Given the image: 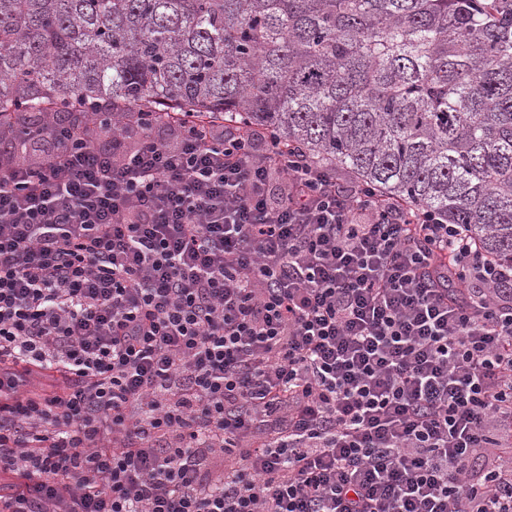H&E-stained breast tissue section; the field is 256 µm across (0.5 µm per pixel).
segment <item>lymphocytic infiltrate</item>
<instances>
[{
	"label": "lymphocytic infiltrate",
	"mask_w": 512,
	"mask_h": 512,
	"mask_svg": "<svg viewBox=\"0 0 512 512\" xmlns=\"http://www.w3.org/2000/svg\"><path fill=\"white\" fill-rule=\"evenodd\" d=\"M37 143L0 163V512H512V270L463 225L237 122Z\"/></svg>",
	"instance_id": "obj_1"
}]
</instances>
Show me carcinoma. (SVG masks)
I'll return each instance as SVG.
<instances>
[{"label":"carcinoma","mask_w":512,"mask_h":512,"mask_svg":"<svg viewBox=\"0 0 512 512\" xmlns=\"http://www.w3.org/2000/svg\"><path fill=\"white\" fill-rule=\"evenodd\" d=\"M99 105L261 127L512 268V0H0V134Z\"/></svg>","instance_id":"cac0c4a2"}]
</instances>
